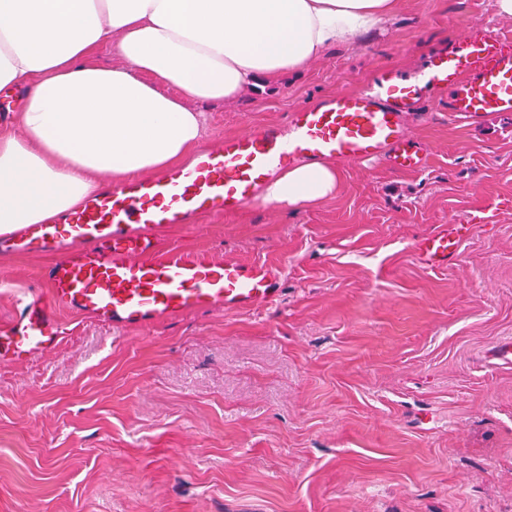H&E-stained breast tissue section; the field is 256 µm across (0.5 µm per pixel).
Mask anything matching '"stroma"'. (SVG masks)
Returning <instances> with one entry per match:
<instances>
[{"instance_id":"1","label":"stroma","mask_w":512,"mask_h":512,"mask_svg":"<svg viewBox=\"0 0 512 512\" xmlns=\"http://www.w3.org/2000/svg\"><path fill=\"white\" fill-rule=\"evenodd\" d=\"M476 25L512 35L492 0H399L355 44L204 106V144L412 73ZM407 126L419 170L343 162L317 204L164 237L277 265L275 303L122 330L61 308L53 351L0 363V512H512V113L457 119L433 91ZM465 223L448 265L416 257ZM51 261L0 253V323Z\"/></svg>"}]
</instances>
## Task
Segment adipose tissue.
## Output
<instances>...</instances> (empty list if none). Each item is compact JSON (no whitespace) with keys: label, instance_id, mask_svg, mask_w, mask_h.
Wrapping results in <instances>:
<instances>
[{"label":"adipose tissue","instance_id":"obj_1","mask_svg":"<svg viewBox=\"0 0 512 512\" xmlns=\"http://www.w3.org/2000/svg\"><path fill=\"white\" fill-rule=\"evenodd\" d=\"M395 0H0V90L24 89L20 132L0 129V232L77 209L103 180L188 162L197 106L299 71L389 18ZM108 46L111 65L88 57ZM333 162L285 168L260 200L336 195Z\"/></svg>","mask_w":512,"mask_h":512}]
</instances>
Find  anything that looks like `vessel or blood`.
<instances>
[{"mask_svg": "<svg viewBox=\"0 0 512 512\" xmlns=\"http://www.w3.org/2000/svg\"><path fill=\"white\" fill-rule=\"evenodd\" d=\"M426 84L450 90L451 116L479 120L511 113L512 38L472 28L455 48L435 55L422 77L381 73L365 91H341L299 107L284 127L225 137L190 165L97 187L81 207L53 223L0 234V249L56 257L46 273V293L24 295L16 317L0 324V362L54 350L66 333L56 317L60 308L120 330L218 304L249 308L277 300L279 267L159 251L156 238L202 216L243 210L293 164L385 155L398 168H422L425 158L409 142L406 124ZM468 230L450 225L418 241L415 252L428 266H442Z\"/></svg>", "mask_w": 512, "mask_h": 512, "instance_id": "vessel-or-blood-1", "label": "vessel or blood"}]
</instances>
